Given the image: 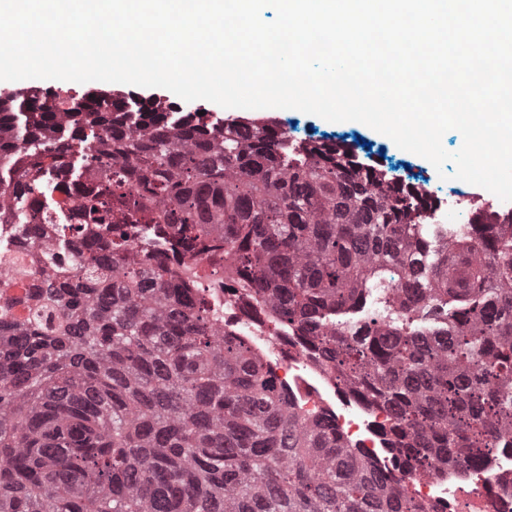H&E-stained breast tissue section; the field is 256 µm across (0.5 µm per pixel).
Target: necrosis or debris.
Returning a JSON list of instances; mask_svg holds the SVG:
<instances>
[{
  "label": "necrosis or debris",
  "instance_id": "obj_1",
  "mask_svg": "<svg viewBox=\"0 0 512 512\" xmlns=\"http://www.w3.org/2000/svg\"><path fill=\"white\" fill-rule=\"evenodd\" d=\"M414 189L429 203L420 223L440 228L448 240L461 232L482 235L484 225L472 221L478 212L493 210L512 219V204L486 190L445 198L420 181ZM152 249L172 281L183 282L193 272L208 269L211 282L206 299L225 334L241 339L264 359L271 382L288 390L300 414L329 422L351 452L375 460L389 481L404 488L413 505L426 512H512V452L483 448L468 453L464 464L442 469L414 459L396 460L388 454L381 435L389 409L345 386L335 365L321 356L304 331L276 325L271 304L238 275L233 251L181 256L175 253L171 237L162 233L156 234Z\"/></svg>",
  "mask_w": 512,
  "mask_h": 512
}]
</instances>
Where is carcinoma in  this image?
<instances>
[{
    "mask_svg": "<svg viewBox=\"0 0 512 512\" xmlns=\"http://www.w3.org/2000/svg\"><path fill=\"white\" fill-rule=\"evenodd\" d=\"M369 158L133 94L1 93L0 225L21 247L0 270V512H404L403 489L301 418L148 243L127 255L114 208L184 254L234 248L281 321L390 407L395 457L508 442L512 236L430 238L423 197ZM66 178L97 186L66 208ZM397 279L436 311L315 335Z\"/></svg>",
    "mask_w": 512,
    "mask_h": 512,
    "instance_id": "obj_1",
    "label": "carcinoma"
}]
</instances>
